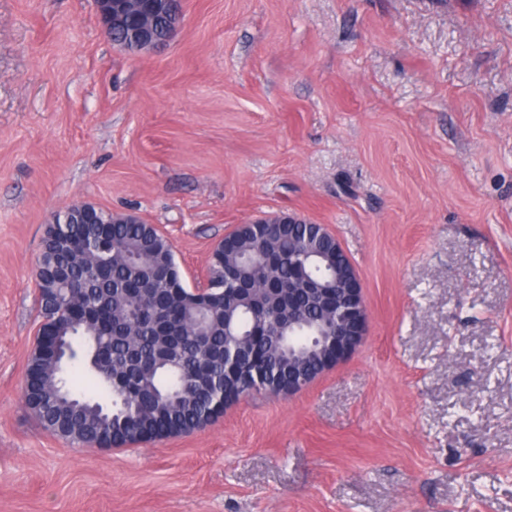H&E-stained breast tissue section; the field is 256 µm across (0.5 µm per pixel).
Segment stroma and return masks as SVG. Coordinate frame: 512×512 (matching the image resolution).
Here are the masks:
<instances>
[{
	"label": "stroma",
	"instance_id": "obj_1",
	"mask_svg": "<svg viewBox=\"0 0 512 512\" xmlns=\"http://www.w3.org/2000/svg\"><path fill=\"white\" fill-rule=\"evenodd\" d=\"M0 0V512H512V0ZM132 213L188 284L245 221L326 225L368 334L205 429L76 447L26 406L54 214ZM133 0H95L98 12L101 16L104 34L109 39L115 40L121 37L131 25L122 26L126 20V10L123 7L125 2H132ZM119 27L113 28L112 26ZM136 4H147L152 11H162L169 19V35L164 42H159L151 35L148 26L143 23L141 28L132 34V40L138 51L149 50L170 41L182 26L180 0H137Z\"/></svg>",
	"mask_w": 512,
	"mask_h": 512
}]
</instances>
